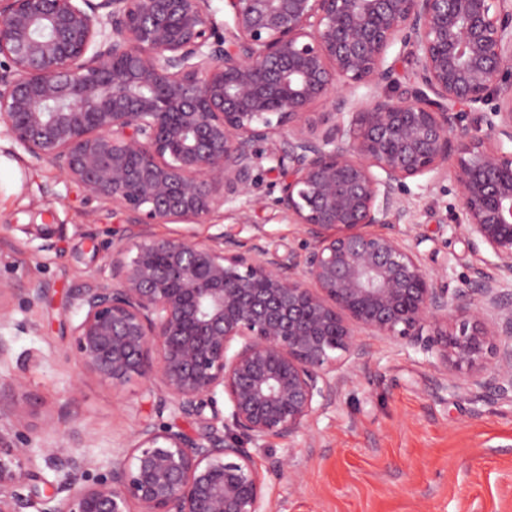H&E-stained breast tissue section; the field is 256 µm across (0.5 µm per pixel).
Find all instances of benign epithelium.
<instances>
[{
	"mask_svg": "<svg viewBox=\"0 0 512 512\" xmlns=\"http://www.w3.org/2000/svg\"><path fill=\"white\" fill-rule=\"evenodd\" d=\"M211 2L0 0V136L124 215L112 286L92 277L69 301L77 360L199 424L144 422L94 476L47 443L46 464L85 483L44 495L29 449L0 436V512H267L246 444L303 433L336 365L367 367V336L421 350L440 389L464 372L475 397L512 402V0H224L220 23ZM264 160L303 255L151 231L269 205L252 196ZM450 165L457 227L493 256L453 292L422 263L427 236L397 229L407 181Z\"/></svg>",
	"mask_w": 512,
	"mask_h": 512,
	"instance_id": "1",
	"label": "benign epithelium"
}]
</instances>
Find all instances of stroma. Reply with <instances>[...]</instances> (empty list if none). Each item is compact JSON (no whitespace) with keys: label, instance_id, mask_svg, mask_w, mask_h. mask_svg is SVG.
<instances>
[{"label":"stroma","instance_id":"35a3bbf8","mask_svg":"<svg viewBox=\"0 0 512 512\" xmlns=\"http://www.w3.org/2000/svg\"><path fill=\"white\" fill-rule=\"evenodd\" d=\"M0 139V280L26 286L37 279L49 287L34 304L12 297L13 326L0 329L11 351L0 359V380L23 378V394L0 389V418L23 415L27 427L9 441L36 455L31 485L77 481L65 468L41 460L46 428L68 422L87 434L79 452L106 472L145 420L179 422L192 431L191 417L157 412L144 382L121 392L84 371L71 346L77 316L70 294L89 277L108 282L106 247L121 213L94 214L83 189L57 181L51 164L26 165L8 155ZM53 187L57 201L46 203ZM407 223L426 234L420 245L426 268L446 267L449 288H463L491 256L474 251L456 228L461 208L454 179L409 184ZM213 224L235 228L240 238L262 234L279 250H300L302 235L274 208L224 205ZM368 368L343 383L335 403L291 439H269L253 449L267 478L270 512H512V404L476 399L465 391L435 389L436 373L418 349L379 337L366 340ZM37 355L38 367L27 365ZM289 460L295 479L275 473Z\"/></svg>","mask_w":512,"mask_h":512}]
</instances>
